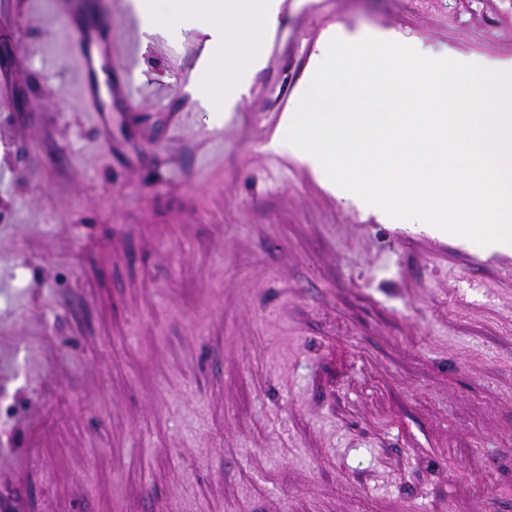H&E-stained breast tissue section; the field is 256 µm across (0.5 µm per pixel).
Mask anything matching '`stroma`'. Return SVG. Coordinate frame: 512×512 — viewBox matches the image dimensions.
I'll list each match as a JSON object with an SVG mask.
<instances>
[{"label":"stroma","mask_w":512,"mask_h":512,"mask_svg":"<svg viewBox=\"0 0 512 512\" xmlns=\"http://www.w3.org/2000/svg\"><path fill=\"white\" fill-rule=\"evenodd\" d=\"M77 4L129 74L108 143ZM0 20V512H512V255L272 146L326 30L512 56V0H282L229 113L130 0ZM74 29L80 30L82 41L75 55L80 74V97L87 112H94L98 120L102 119L104 108L101 102V83L99 74L108 58H115L112 49V37L106 38L93 27H84V23L75 22Z\"/></svg>","instance_id":"1"}]
</instances>
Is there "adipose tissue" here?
Listing matches in <instances>:
<instances>
[{
  "mask_svg": "<svg viewBox=\"0 0 512 512\" xmlns=\"http://www.w3.org/2000/svg\"><path fill=\"white\" fill-rule=\"evenodd\" d=\"M279 0H133L149 26H191L208 36V65L224 77V108L240 99L266 56L262 45L272 30Z\"/></svg>",
  "mask_w": 512,
  "mask_h": 512,
  "instance_id": "1",
  "label": "adipose tissue"
}]
</instances>
